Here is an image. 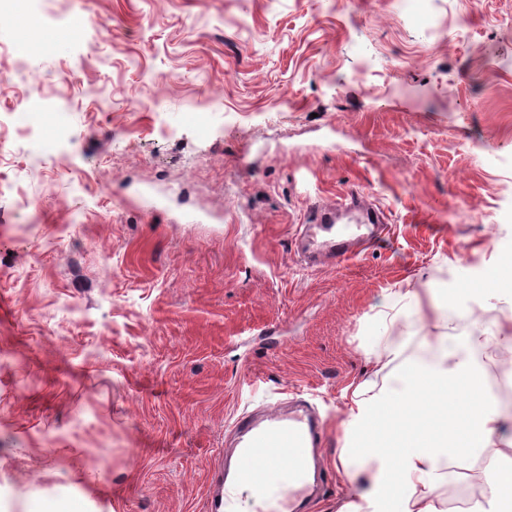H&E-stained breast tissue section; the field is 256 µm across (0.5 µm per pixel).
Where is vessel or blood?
I'll list each match as a JSON object with an SVG mask.
<instances>
[{
	"label": "vessel or blood",
	"instance_id": "vessel-or-blood-1",
	"mask_svg": "<svg viewBox=\"0 0 512 512\" xmlns=\"http://www.w3.org/2000/svg\"><path fill=\"white\" fill-rule=\"evenodd\" d=\"M344 221L340 234H333L336 221ZM378 219L372 207L354 194L340 201L316 206L306 233L325 236V245L337 258L350 256L353 240L364 237ZM235 444L224 466L213 479L208 512H232L229 490L249 487L255 512H268L273 497H280L283 512H308L309 492L322 481L318 453L324 439V422L312 405L303 404L288 412L270 411L262 416L240 414L233 425Z\"/></svg>",
	"mask_w": 512,
	"mask_h": 512
}]
</instances>
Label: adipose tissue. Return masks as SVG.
Segmentation results:
<instances>
[{
    "label": "adipose tissue",
    "mask_w": 512,
    "mask_h": 512,
    "mask_svg": "<svg viewBox=\"0 0 512 512\" xmlns=\"http://www.w3.org/2000/svg\"><path fill=\"white\" fill-rule=\"evenodd\" d=\"M512 349V314L484 336L445 331L403 368L401 383L358 384L342 424L336 466L355 493L341 512H447L440 490L485 461L472 512H512V440L487 383L491 351Z\"/></svg>",
    "instance_id": "obj_1"
}]
</instances>
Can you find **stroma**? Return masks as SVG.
Returning <instances> with one entry per match:
<instances>
[{"mask_svg": "<svg viewBox=\"0 0 512 512\" xmlns=\"http://www.w3.org/2000/svg\"><path fill=\"white\" fill-rule=\"evenodd\" d=\"M430 9L427 33L397 0L0 13V512H206L234 420L294 398L338 512L354 387L441 330L401 316L377 367L390 292L466 335L512 310L446 292L512 249V0ZM352 189L384 235L308 263L312 203ZM376 364L382 362L384 366L398 361L402 356V345L399 336H377Z\"/></svg>", "mask_w": 512, "mask_h": 512, "instance_id": "1", "label": "stroma"}]
</instances>
